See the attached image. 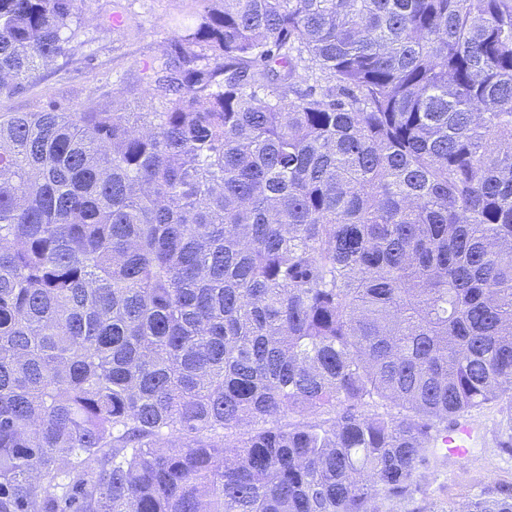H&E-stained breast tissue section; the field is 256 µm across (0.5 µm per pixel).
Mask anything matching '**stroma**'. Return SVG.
I'll use <instances>...</instances> for the list:
<instances>
[{
	"mask_svg": "<svg viewBox=\"0 0 512 512\" xmlns=\"http://www.w3.org/2000/svg\"><path fill=\"white\" fill-rule=\"evenodd\" d=\"M196 7L195 0H90L70 56L41 71L25 93L0 99V112H31L51 101L74 104L97 98L109 77L136 84L141 63L160 55L169 38V19ZM117 12L132 17L134 27L119 32L100 28V17ZM476 419L481 429L470 455L431 470L405 512H448L449 506L462 504L482 486L512 480V456L497 447L496 407L486 406Z\"/></svg>",
	"mask_w": 512,
	"mask_h": 512,
	"instance_id": "obj_1",
	"label": "stroma"
}]
</instances>
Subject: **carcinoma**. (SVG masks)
Wrapping results in <instances>:
<instances>
[{"label": "carcinoma", "mask_w": 512, "mask_h": 512, "mask_svg": "<svg viewBox=\"0 0 512 512\" xmlns=\"http://www.w3.org/2000/svg\"><path fill=\"white\" fill-rule=\"evenodd\" d=\"M89 0H0V99ZM147 112H0V512H395L512 454V0H198ZM448 512H512V482ZM475 419L482 427L472 448ZM475 419H459L448 430L442 444L450 455L460 458L451 457L447 465L431 470L425 478L422 491L405 508L399 510L448 512L449 506H459L485 484L512 480V456L502 454L497 448V408L488 405L475 415Z\"/></svg>", "instance_id": "carcinoma-1"}]
</instances>
